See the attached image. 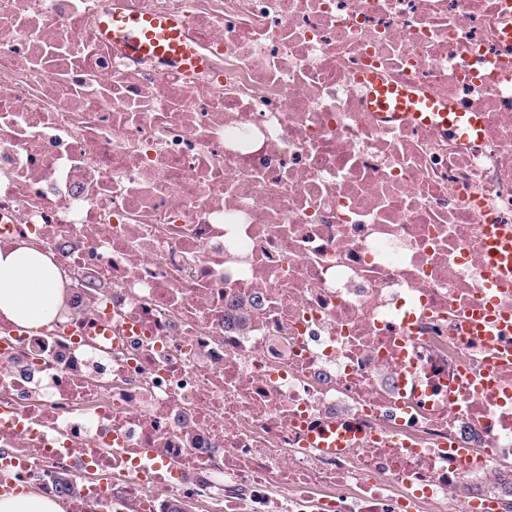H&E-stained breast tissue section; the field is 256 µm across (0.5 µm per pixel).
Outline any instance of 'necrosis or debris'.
<instances>
[{"label": "necrosis or debris", "instance_id": "necrosis-or-debris-1", "mask_svg": "<svg viewBox=\"0 0 512 512\" xmlns=\"http://www.w3.org/2000/svg\"><path fill=\"white\" fill-rule=\"evenodd\" d=\"M110 0H0V246L72 272L73 322L0 318V495L67 512H512V0H126L198 67L127 52ZM477 113L383 115L377 87ZM417 386L397 389L402 350ZM456 403H449V394ZM332 421L348 448L306 445ZM487 256L490 273L498 281H506L512 274V232L507 229L489 232ZM488 317L483 321L482 324H478L477 319L468 320L467 322L472 326L473 329L477 328L478 335L483 336L486 343L490 346H495V350H497L491 360V367L495 368L501 365H505L507 363H512L511 352H509L508 356H504L500 351H498V347L495 344V336H497V331L503 330L506 324L503 321H506L508 318L506 316L497 315L494 313H486ZM488 327V329H485Z\"/></svg>", "mask_w": 512, "mask_h": 512}]
</instances>
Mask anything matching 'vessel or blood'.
Masks as SVG:
<instances>
[{
    "mask_svg": "<svg viewBox=\"0 0 512 512\" xmlns=\"http://www.w3.org/2000/svg\"><path fill=\"white\" fill-rule=\"evenodd\" d=\"M184 20L175 18L140 17L127 14L124 0H112L108 22L102 30L112 40L137 50L151 51L191 68L200 62L195 50L184 38ZM395 114L407 116L422 124L446 118L445 110L433 103L415 101L403 89L396 90L392 100ZM489 271L498 281L512 275V231L492 230L488 238Z\"/></svg>",
    "mask_w": 512,
    "mask_h": 512,
    "instance_id": "obj_1",
    "label": "vessel or blood"
}]
</instances>
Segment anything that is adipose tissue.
I'll list each match as a JSON object with an SVG mask.
<instances>
[{
	"mask_svg": "<svg viewBox=\"0 0 512 512\" xmlns=\"http://www.w3.org/2000/svg\"><path fill=\"white\" fill-rule=\"evenodd\" d=\"M63 273L50 256L25 245L0 248V316L37 329L65 308Z\"/></svg>",
	"mask_w": 512,
	"mask_h": 512,
	"instance_id": "1",
	"label": "adipose tissue"
}]
</instances>
